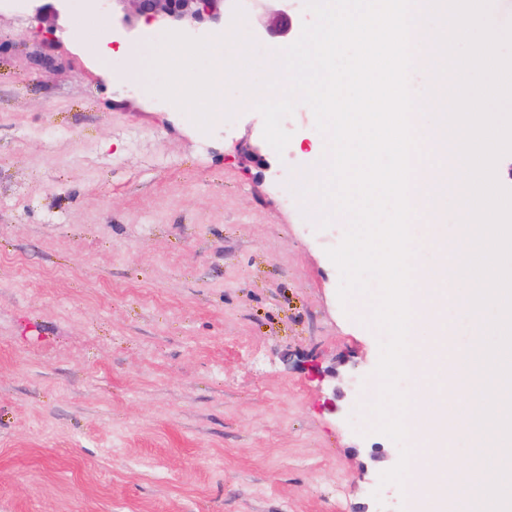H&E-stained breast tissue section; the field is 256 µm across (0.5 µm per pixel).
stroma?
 <instances>
[{"mask_svg":"<svg viewBox=\"0 0 512 512\" xmlns=\"http://www.w3.org/2000/svg\"><path fill=\"white\" fill-rule=\"evenodd\" d=\"M79 25L0 9V512H412L347 223L292 191L312 110L281 154L251 107L201 130Z\"/></svg>","mask_w":512,"mask_h":512,"instance_id":"35a3bbf8","label":"stroma"}]
</instances>
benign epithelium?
I'll return each mask as SVG.
<instances>
[{"instance_id": "obj_1", "label": "benign epithelium", "mask_w": 512, "mask_h": 512, "mask_svg": "<svg viewBox=\"0 0 512 512\" xmlns=\"http://www.w3.org/2000/svg\"><path fill=\"white\" fill-rule=\"evenodd\" d=\"M59 6L41 4L34 18L59 29L61 21L74 11L97 10L110 21V36L120 38L133 28L132 19H142L169 32H181L192 38L206 33L211 26H224L227 0H56Z\"/></svg>"}]
</instances>
